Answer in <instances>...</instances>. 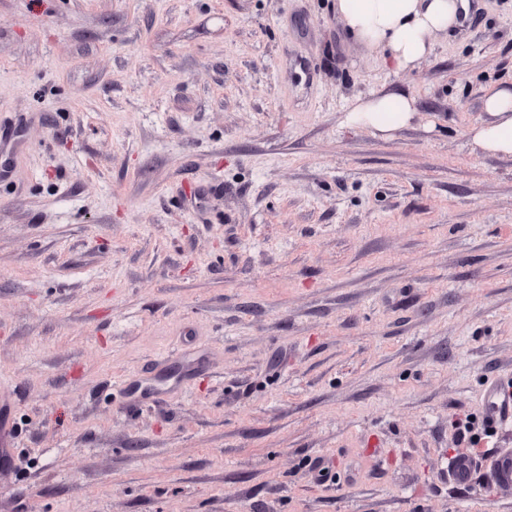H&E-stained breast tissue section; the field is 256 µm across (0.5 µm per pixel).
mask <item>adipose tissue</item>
I'll return each instance as SVG.
<instances>
[{"label":"adipose tissue","mask_w":512,"mask_h":512,"mask_svg":"<svg viewBox=\"0 0 512 512\" xmlns=\"http://www.w3.org/2000/svg\"><path fill=\"white\" fill-rule=\"evenodd\" d=\"M473 0H336V13L359 42L379 47L385 62L405 71L432 51L438 36L460 29L474 10ZM486 120L472 127L478 151L512 157V83L491 86L483 97ZM415 100L407 93L373 95L359 101L347 121L383 135L413 120Z\"/></svg>","instance_id":"1"}]
</instances>
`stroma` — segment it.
I'll list each match as a JSON object with an SVG mask.
<instances>
[{
  "mask_svg": "<svg viewBox=\"0 0 512 512\" xmlns=\"http://www.w3.org/2000/svg\"><path fill=\"white\" fill-rule=\"evenodd\" d=\"M511 79L512 0L407 72L336 0H0V512H512ZM483 110L486 120L469 130L473 145L486 155L512 157V81L491 86ZM415 113V99L410 94L386 93L360 100L347 121L351 127H371L388 136L409 125ZM484 409L487 418L495 426L507 424L512 420V395L501 388L493 387L485 393ZM14 434L13 423L10 409L2 406L0 414V453L2 456V465L7 466L8 459L13 455Z\"/></svg>",
  "mask_w": 512,
  "mask_h": 512,
  "instance_id": "stroma-1",
  "label": "stroma"
}]
</instances>
